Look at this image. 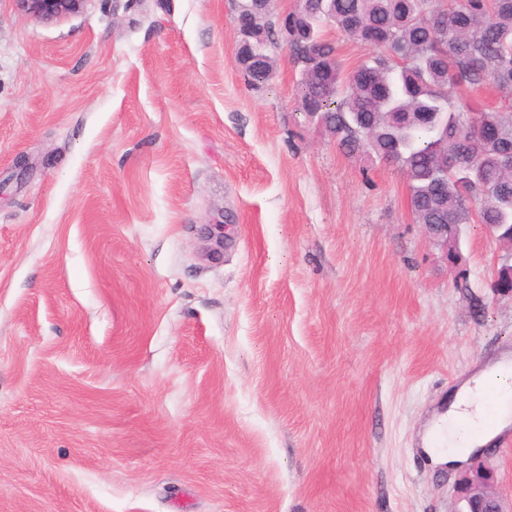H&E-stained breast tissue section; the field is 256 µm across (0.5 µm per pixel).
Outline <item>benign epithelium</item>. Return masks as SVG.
<instances>
[{"label": "benign epithelium", "mask_w": 512, "mask_h": 512, "mask_svg": "<svg viewBox=\"0 0 512 512\" xmlns=\"http://www.w3.org/2000/svg\"><path fill=\"white\" fill-rule=\"evenodd\" d=\"M85 0H15L22 12L45 23L54 22L64 16L78 12ZM236 34L239 36L236 58L253 62L257 59L254 42L262 41L265 32L248 24L241 13L234 16ZM425 235L442 252L453 268L460 266L459 253L456 249V224H424ZM494 287L507 294H512V263H504L497 268L494 275ZM455 499L461 507L453 512H512V499L504 498L497 488L494 469L480 459L471 461L454 487Z\"/></svg>", "instance_id": "benign-epithelium-1"}]
</instances>
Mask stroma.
Masks as SVG:
<instances>
[{
	"instance_id": "35a3bbf8",
	"label": "stroma",
	"mask_w": 512,
	"mask_h": 512,
	"mask_svg": "<svg viewBox=\"0 0 512 512\" xmlns=\"http://www.w3.org/2000/svg\"><path fill=\"white\" fill-rule=\"evenodd\" d=\"M234 15L0 0V512L456 508L423 440L512 358V249L465 224L449 268L290 52L249 86ZM84 2L85 0H15L19 10L45 23L78 12Z\"/></svg>"
}]
</instances>
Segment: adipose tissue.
<instances>
[{
	"label": "adipose tissue",
	"instance_id": "obj_1",
	"mask_svg": "<svg viewBox=\"0 0 512 512\" xmlns=\"http://www.w3.org/2000/svg\"><path fill=\"white\" fill-rule=\"evenodd\" d=\"M512 427V359L501 358L465 382L449 399L432 435L447 434L448 446L435 450L442 463L463 460Z\"/></svg>",
	"mask_w": 512,
	"mask_h": 512
}]
</instances>
